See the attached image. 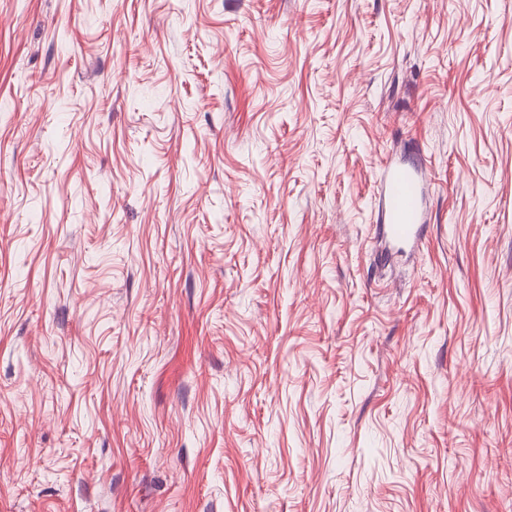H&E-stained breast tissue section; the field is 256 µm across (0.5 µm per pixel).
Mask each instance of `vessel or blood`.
<instances>
[{
  "label": "vessel or blood",
  "mask_w": 512,
  "mask_h": 512,
  "mask_svg": "<svg viewBox=\"0 0 512 512\" xmlns=\"http://www.w3.org/2000/svg\"><path fill=\"white\" fill-rule=\"evenodd\" d=\"M428 174L424 169L391 164L386 166L380 181L381 222L383 233L394 243H415L425 221V186Z\"/></svg>",
  "instance_id": "1"
}]
</instances>
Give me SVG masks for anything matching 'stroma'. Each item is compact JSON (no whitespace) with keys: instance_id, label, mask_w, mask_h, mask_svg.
Segmentation results:
<instances>
[{"instance_id":"stroma-1","label":"stroma","mask_w":512,"mask_h":512,"mask_svg":"<svg viewBox=\"0 0 512 512\" xmlns=\"http://www.w3.org/2000/svg\"><path fill=\"white\" fill-rule=\"evenodd\" d=\"M0 512H512V0H0ZM427 172L418 167L389 164L380 181L381 224L392 242L415 243L425 222Z\"/></svg>"}]
</instances>
